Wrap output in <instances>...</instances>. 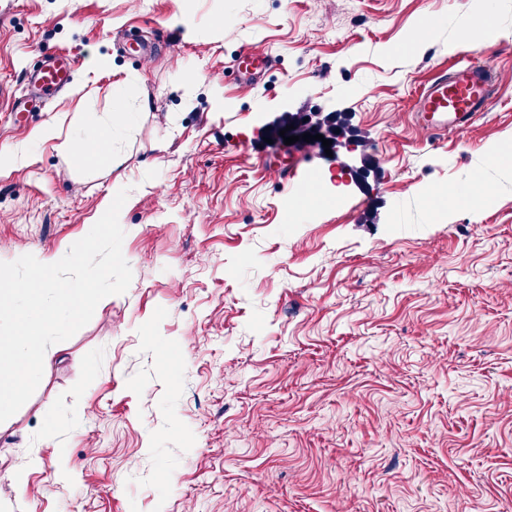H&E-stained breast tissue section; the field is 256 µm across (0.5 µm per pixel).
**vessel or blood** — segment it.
Masks as SVG:
<instances>
[{
	"instance_id": "1",
	"label": "vessel or blood",
	"mask_w": 512,
	"mask_h": 512,
	"mask_svg": "<svg viewBox=\"0 0 512 512\" xmlns=\"http://www.w3.org/2000/svg\"><path fill=\"white\" fill-rule=\"evenodd\" d=\"M71 64L57 58L44 63L30 81L44 94L62 90L69 82ZM491 96V71L484 66L461 65L437 77L420 94L418 110L427 128L443 132L464 128Z\"/></svg>"
}]
</instances>
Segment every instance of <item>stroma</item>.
<instances>
[{
  "instance_id": "stroma-1",
  "label": "stroma",
  "mask_w": 512,
  "mask_h": 512,
  "mask_svg": "<svg viewBox=\"0 0 512 512\" xmlns=\"http://www.w3.org/2000/svg\"><path fill=\"white\" fill-rule=\"evenodd\" d=\"M491 2L472 44L481 0H0V261L60 260L126 187L133 272L0 427V512H512V0ZM247 48L272 59L255 81ZM58 55L82 96L13 112ZM461 64L491 67L488 106L424 129L419 94ZM286 110L341 115L363 154L265 142ZM107 130L111 157L60 149Z\"/></svg>"
}]
</instances>
